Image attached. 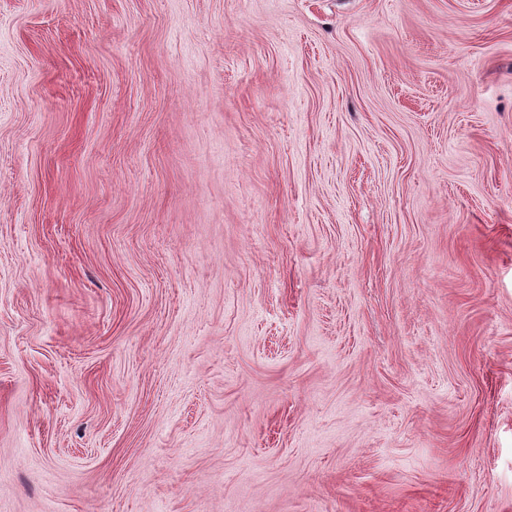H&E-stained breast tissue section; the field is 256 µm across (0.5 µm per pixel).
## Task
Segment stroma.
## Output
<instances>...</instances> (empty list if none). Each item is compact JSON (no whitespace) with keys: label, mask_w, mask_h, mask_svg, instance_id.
<instances>
[{"label":"stroma","mask_w":512,"mask_h":512,"mask_svg":"<svg viewBox=\"0 0 512 512\" xmlns=\"http://www.w3.org/2000/svg\"><path fill=\"white\" fill-rule=\"evenodd\" d=\"M0 512H512V0H0Z\"/></svg>","instance_id":"obj_1"}]
</instances>
